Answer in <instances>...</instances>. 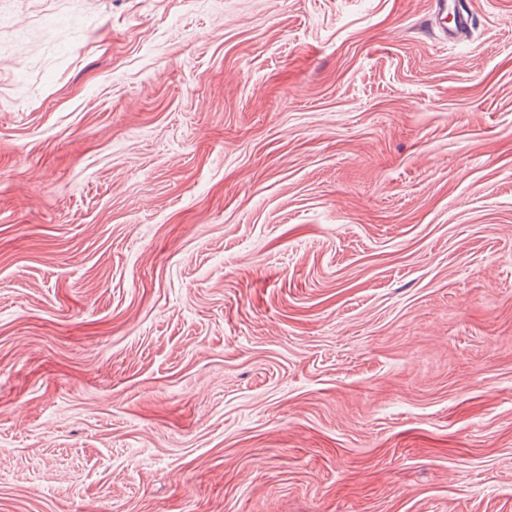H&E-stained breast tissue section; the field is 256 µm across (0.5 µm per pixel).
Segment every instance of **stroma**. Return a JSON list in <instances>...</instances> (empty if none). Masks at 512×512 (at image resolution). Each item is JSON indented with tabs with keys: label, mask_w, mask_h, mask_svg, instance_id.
Returning <instances> with one entry per match:
<instances>
[{
	"label": "stroma",
	"mask_w": 512,
	"mask_h": 512,
	"mask_svg": "<svg viewBox=\"0 0 512 512\" xmlns=\"http://www.w3.org/2000/svg\"><path fill=\"white\" fill-rule=\"evenodd\" d=\"M0 0V512H512V0Z\"/></svg>",
	"instance_id": "35a3bbf8"
}]
</instances>
